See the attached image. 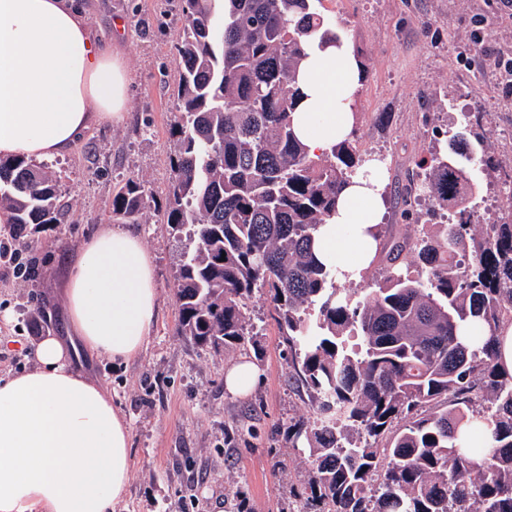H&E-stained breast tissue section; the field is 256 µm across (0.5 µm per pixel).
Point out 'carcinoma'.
<instances>
[{"label": "carcinoma", "instance_id": "cac0c4a2", "mask_svg": "<svg viewBox=\"0 0 512 512\" xmlns=\"http://www.w3.org/2000/svg\"><path fill=\"white\" fill-rule=\"evenodd\" d=\"M182 2L163 220L194 242L177 280L181 334L214 349L256 340L247 300L267 290L291 380L311 402L312 419L288 426L293 447L311 458L306 509L512 512V373L495 348L497 328L512 322V215L476 232L468 206L471 169L501 166L472 151L486 113L435 126L441 147L419 163V194L456 222L377 249L386 276L357 299L336 287V270L313 245L350 178L383 159L361 155L351 139L312 156L293 125L305 47L340 33L325 25L318 0ZM147 194L129 180L112 213L136 219ZM0 210L16 249L62 223L52 166L0 157ZM477 390L486 404H473Z\"/></svg>", "mask_w": 512, "mask_h": 512}]
</instances>
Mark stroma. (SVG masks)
<instances>
[{
    "label": "stroma",
    "instance_id": "1",
    "mask_svg": "<svg viewBox=\"0 0 512 512\" xmlns=\"http://www.w3.org/2000/svg\"><path fill=\"white\" fill-rule=\"evenodd\" d=\"M95 36L111 44L129 73L122 121L89 130L56 158L61 224L35 234L26 256L0 261V377L21 371L26 348L66 336L61 271L102 224L140 236L152 254L159 291L157 322L146 350L124 365L78 350L76 368L109 390L130 428L131 479L116 512H299L308 452L288 438L291 421L308 416L305 390L289 380L288 349L266 291L248 312L261 334L227 352L201 347L178 331L176 275L190 249L162 222L169 194L170 125L176 99L175 53L184 19L181 0H77ZM317 8L349 41L363 68L357 148L387 160L384 234L418 236L427 215L404 217V190L432 145L430 115L490 113L484 141L499 159L512 157L499 136L512 127L507 93L490 59L512 46V7L505 0H319ZM483 34L484 49L472 40ZM131 177L150 195L138 220L113 215L112 192ZM249 358L263 382L243 398L224 388L225 370Z\"/></svg>",
    "mask_w": 512,
    "mask_h": 512
}]
</instances>
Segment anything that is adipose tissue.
Returning a JSON list of instances; mask_svg holds the SVG:
<instances>
[{"instance_id": "adipose-tissue-1", "label": "adipose tissue", "mask_w": 512, "mask_h": 512, "mask_svg": "<svg viewBox=\"0 0 512 512\" xmlns=\"http://www.w3.org/2000/svg\"><path fill=\"white\" fill-rule=\"evenodd\" d=\"M361 77L349 43L308 48L295 123L311 153L351 133ZM128 82L74 0H0V156L66 153L121 119ZM383 186L377 167L360 168L319 229V259L349 279L375 255ZM62 297L69 339L44 338L33 368L0 377V512H114L129 487V426L106 388L74 367L69 343L119 363L145 349L159 305L152 258L138 236L99 225L68 259Z\"/></svg>"}]
</instances>
